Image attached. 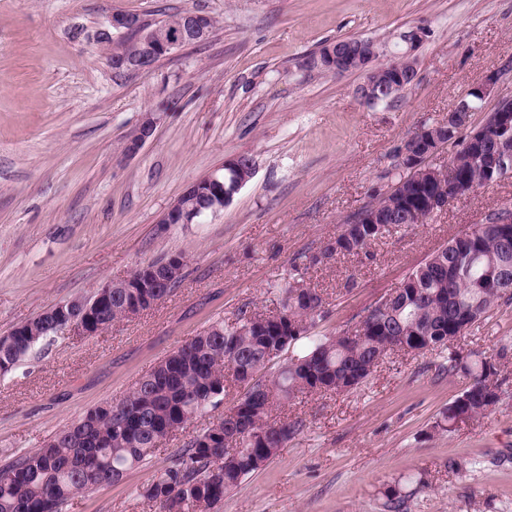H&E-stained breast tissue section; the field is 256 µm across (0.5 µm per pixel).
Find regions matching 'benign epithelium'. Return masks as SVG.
I'll use <instances>...</instances> for the list:
<instances>
[{
	"mask_svg": "<svg viewBox=\"0 0 512 512\" xmlns=\"http://www.w3.org/2000/svg\"><path fill=\"white\" fill-rule=\"evenodd\" d=\"M108 26L121 31L137 44L135 56H116L110 64L117 71H142L151 66V62L167 56L187 45L191 37L201 42L205 40L213 27V18L207 14L188 11L184 14L181 25L172 29L162 25H145V21L137 14L115 12L108 19ZM424 31L415 28L400 35L406 44V50L397 53L384 64H376L384 54L381 45L372 40L362 41L357 52H350L340 46L329 52V55L317 56L316 61L326 72L343 74L360 72L364 81L359 87V94L369 105L383 101H391L403 90L410 87L408 81L417 77L414 50L421 42ZM499 81V73L491 72L482 80L472 84L462 95L452 112L448 113V130L431 131L428 146L418 144L415 138L409 137L399 147V162L402 169L410 174L412 181L429 188L449 173L451 165L436 167L429 159L438 151L448 148V131L455 125L469 126V116L475 111L474 104L484 105V120L469 132L465 140L471 151L478 157L482 169L489 175L483 185H491L512 177V98H501L494 104L489 99L495 94ZM160 113L147 112L139 125L127 136L123 152L127 157L139 154L147 141L153 136ZM493 142V149L488 153L481 151L480 144L485 140ZM223 169L237 171L236 179L224 185V176L210 172L191 183L184 192L170 204L164 213L163 224H194L202 211L197 204L198 198L205 194L213 201L212 212L216 213L231 203L234 196L253 177L254 164L245 163L239 157L224 161ZM477 186L465 178L448 182V195L431 194L422 198L421 205L438 212L446 209L448 204L460 200L474 192ZM378 196H373L366 204L346 219L348 224H378L383 221L379 213ZM494 223L500 225L503 238L512 236V208L499 210ZM185 261L180 255L170 256L160 262H148L138 266L130 275L118 281H109L95 292V301L104 303L112 297L114 288H161L170 285L183 277ZM93 304L82 296L73 297L65 302L46 308L41 316L53 322L61 323L62 327L75 326L83 336H93L101 332L104 325L97 322L91 313Z\"/></svg>",
	"mask_w": 512,
	"mask_h": 512,
	"instance_id": "7a95c632",
	"label": "benign epithelium"
}]
</instances>
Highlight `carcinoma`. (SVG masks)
I'll list each match as a JSON object with an SVG mask.
<instances>
[{
	"instance_id": "obj_1",
	"label": "carcinoma",
	"mask_w": 512,
	"mask_h": 512,
	"mask_svg": "<svg viewBox=\"0 0 512 512\" xmlns=\"http://www.w3.org/2000/svg\"><path fill=\"white\" fill-rule=\"evenodd\" d=\"M455 176L484 179L482 167L467 153L452 155ZM402 189L383 200L382 224H355L319 251L306 257L308 265L335 253L368 254L371 245L393 228L407 222H427L405 215L427 189L404 179L400 167L388 174ZM512 274V240H503L498 225L483 224L470 234L456 236L451 246L435 252L407 277L408 287L397 291L390 305L371 310L361 336L344 331L308 341L279 370L267 368L279 352L307 337L312 324L325 316V299L316 291L298 292L299 280L278 285V307L243 311L231 322L212 323L164 357L142 376L120 400L88 410L78 420L38 448L14 455L0 464V512H62L73 497L109 486L136 466L149 462L155 452L184 431L198 416L224 399L240 384L244 395L232 403L231 413L196 432L175 449L142 492L151 512H214L224 494L275 458L302 427L299 420L276 418L299 394L346 392L364 383L393 347L406 344L426 350L444 349L465 326L484 318L495 306L512 301L483 286L496 269ZM172 288H160L143 299L139 288H114L107 303L93 309L106 326L126 318L134 305L147 309L166 299ZM35 336H8L0 341V373L10 371L40 341L61 327L30 320ZM499 352L474 359L448 354L443 370L471 377V383L448 403L443 423L461 413L476 418L494 407L500 395L488 391L498 383Z\"/></svg>"
}]
</instances>
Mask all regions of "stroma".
Returning <instances> with one entry per match:
<instances>
[{
    "label": "stroma",
    "instance_id": "35a3bbf8",
    "mask_svg": "<svg viewBox=\"0 0 512 512\" xmlns=\"http://www.w3.org/2000/svg\"><path fill=\"white\" fill-rule=\"evenodd\" d=\"M117 11L151 23L200 11L216 26L148 70L119 74L106 56L122 34L96 41ZM416 26L425 31L417 78L393 101L365 104L362 75L315 62L324 44L346 37L394 52ZM492 71L497 96L512 97V0H0V336L141 264L186 258L163 302L93 336L63 330L0 374V462L119 400L212 322L272 308L289 274L326 300L311 335L333 336L452 237L512 206L511 177L386 234L369 257L295 265L386 185L403 140L446 121ZM157 108L154 136L126 157V137ZM237 156L255 173L224 210L162 223L191 182ZM503 348L500 401L437 429L470 383L443 372L449 352ZM285 413L302 430L215 512H385L391 488L405 512H512V304L450 349L391 355L358 388L299 396ZM167 457L64 512H148L140 493Z\"/></svg>",
    "mask_w": 512,
    "mask_h": 512
}]
</instances>
